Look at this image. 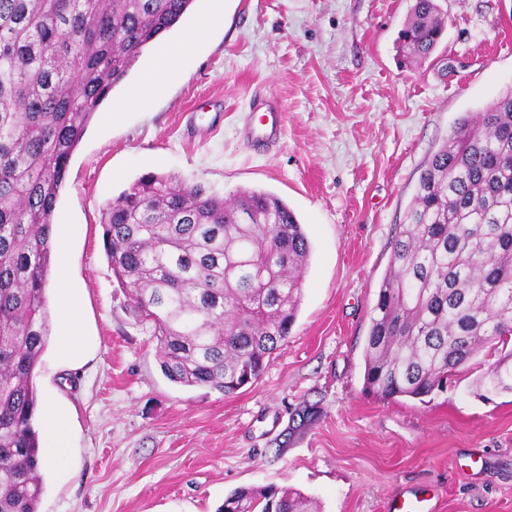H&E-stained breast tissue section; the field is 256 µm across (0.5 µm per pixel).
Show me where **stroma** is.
Returning a JSON list of instances; mask_svg holds the SVG:
<instances>
[{
    "label": "stroma",
    "mask_w": 512,
    "mask_h": 512,
    "mask_svg": "<svg viewBox=\"0 0 512 512\" xmlns=\"http://www.w3.org/2000/svg\"><path fill=\"white\" fill-rule=\"evenodd\" d=\"M413 0H224L210 55L189 59L142 109H99L54 213L75 228L72 278L99 337L83 369L39 395L76 409L72 475L44 474L38 512H217L241 488L288 487L316 512H386L428 490L436 512H512V394L476 397L471 361L424 400L364 389L370 316L421 169L458 122L512 90V0H438L447 30L428 59L399 54ZM284 134L243 138L255 94ZM149 174L220 196L271 192L311 243L288 339L231 395L161 372L148 326L112 275L101 211ZM316 416L296 433V410Z\"/></svg>",
    "instance_id": "obj_1"
}]
</instances>
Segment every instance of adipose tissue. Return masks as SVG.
<instances>
[{
    "mask_svg": "<svg viewBox=\"0 0 512 512\" xmlns=\"http://www.w3.org/2000/svg\"><path fill=\"white\" fill-rule=\"evenodd\" d=\"M204 5L194 25L182 38L167 43L148 68L140 83L113 106L114 116L149 101L164 81L175 76L184 61L208 54V32L221 14L222 0H203ZM69 225L55 227L53 251L56 256L55 278L50 286L51 304L56 312L52 352L56 369L76 370L95 356L96 337L90 336L84 326L85 300L81 289L72 287L69 271ZM74 411L55 395H46L41 401V417L45 430L47 451L43 460L47 468L67 475L69 467V439Z\"/></svg>",
    "mask_w": 512,
    "mask_h": 512,
    "instance_id": "ef3b65f1",
    "label": "adipose tissue"
}]
</instances>
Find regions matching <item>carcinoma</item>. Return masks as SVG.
Returning <instances> with one entry per match:
<instances>
[{
    "label": "carcinoma",
    "instance_id": "obj_1",
    "mask_svg": "<svg viewBox=\"0 0 512 512\" xmlns=\"http://www.w3.org/2000/svg\"><path fill=\"white\" fill-rule=\"evenodd\" d=\"M192 0H0V512H38L44 491L34 376L56 205L90 121L143 50ZM415 0L399 36L427 59L444 34ZM109 266L156 342L162 373L224 395L256 381L288 339L310 243L278 196L226 200L147 175L101 216ZM512 91L460 120L421 170L392 243L364 351L367 391L421 399L481 352L478 382L512 393ZM288 488L240 489L219 512H306Z\"/></svg>",
    "mask_w": 512,
    "mask_h": 512
}]
</instances>
